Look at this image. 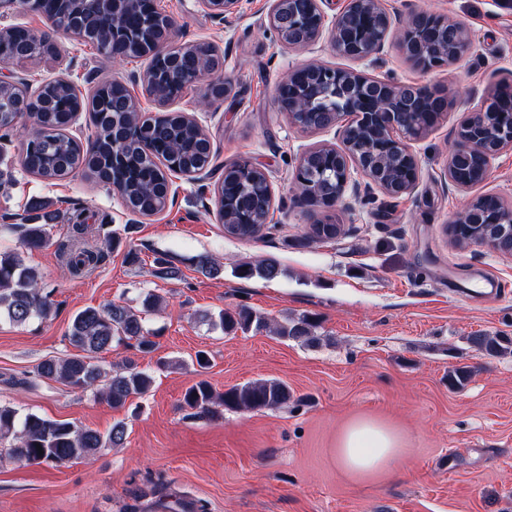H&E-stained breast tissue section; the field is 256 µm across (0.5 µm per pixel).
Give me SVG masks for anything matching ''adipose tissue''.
<instances>
[{"instance_id":"obj_1","label":"adipose tissue","mask_w":512,"mask_h":512,"mask_svg":"<svg viewBox=\"0 0 512 512\" xmlns=\"http://www.w3.org/2000/svg\"><path fill=\"white\" fill-rule=\"evenodd\" d=\"M408 453L407 442L399 429L369 417L351 421L336 439V465L357 482L387 477Z\"/></svg>"}]
</instances>
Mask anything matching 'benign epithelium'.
I'll list each match as a JSON object with an SVG mask.
<instances>
[{
	"mask_svg": "<svg viewBox=\"0 0 512 512\" xmlns=\"http://www.w3.org/2000/svg\"><path fill=\"white\" fill-rule=\"evenodd\" d=\"M148 5L150 0H114L112 35L122 28L124 9L121 3ZM210 14L221 21L237 11L240 0H199ZM323 0H267L265 26L289 49H305L328 34L336 55L370 66L383 50L394 30L398 31L406 59L422 71H436L460 59L471 45L469 30L446 17L427 12H409L393 16L381 0H346L331 24H326ZM173 33L172 19H166L160 41L148 55L149 63L140 76L146 92L156 83L154 60L165 55V46ZM275 104L298 125L301 112H336L361 124L381 122L387 127L400 153L412 166L413 175L406 184L390 188L371 175L376 157L384 145L366 147L359 154L348 151V126L341 130L342 146L334 149L340 164L341 202L348 188L358 189L356 175L366 179L389 196L397 197L414 190L419 176V162L408 140L398 137L399 126L406 124L412 112H443L447 101L433 95L422 85L401 84L391 78H377L364 69L318 64L298 65L288 70L276 89ZM512 149V120L496 124L494 135L484 140L476 135L458 133L455 151L448 158L446 173L451 181L459 165L474 151L481 155L482 168L489 172L492 160L502 151Z\"/></svg>",
	"mask_w": 512,
	"mask_h": 512,
	"instance_id": "1",
	"label": "benign epithelium"
}]
</instances>
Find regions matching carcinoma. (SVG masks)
<instances>
[{"instance_id":"carcinoma-1","label":"carcinoma","mask_w":512,"mask_h":512,"mask_svg":"<svg viewBox=\"0 0 512 512\" xmlns=\"http://www.w3.org/2000/svg\"><path fill=\"white\" fill-rule=\"evenodd\" d=\"M20 4L41 13L48 22L65 25V31L85 44L94 46L105 58H112L108 44L106 21L101 17V6L90 0H41ZM164 21L158 13L154 24L143 26L140 11L132 6L126 14V24L132 38L127 45V57L139 58L151 49L149 40ZM34 33L21 26L0 29V47L13 51L20 59L35 60L50 54L55 47L47 42L50 33L41 34L39 45L32 46ZM172 57L180 61L179 69L196 67L215 69L219 65L217 54L201 56L186 44L172 48ZM28 95L25 88L15 84H0V130L9 135L21 121L23 113L17 104ZM37 99L41 111L30 112L38 127L37 143L27 147L22 159L23 168L30 174L44 179H60L83 168L100 181L122 185L121 197L127 209L144 217L161 212L167 205L166 172L168 163L177 165L181 174L193 178L208 167L213 158L209 136L192 119L181 112H164L145 118L139 112L129 90L111 81L101 83L93 94L97 105L93 107L96 128L93 149L88 152L66 133L72 114L87 109L85 100L78 98L75 87L67 80L55 79L41 85ZM441 114L434 116L412 115L404 134L422 136L435 124ZM329 153L319 150L311 156L306 172L307 199L315 195H334L339 189L337 174L329 163ZM403 157L388 153L378 160L375 173L388 184L405 182L402 172ZM224 233L258 239L268 229L269 197L263 175L245 161L234 163L229 175L214 190ZM480 220L458 217L462 244L487 241L498 242L501 249L512 246V221L507 222L508 206L492 197L478 202ZM76 235L56 243V249L68 273L82 276L103 262L107 253L103 248L83 239L86 225L81 216L73 224ZM21 249L0 251V320L22 325L33 319L45 321L57 314L51 294L40 287L38 270L26 264L23 251L39 250L50 246L52 239L44 224H20ZM343 231L339 217L325 212L317 223L310 225L309 238L331 241ZM280 273L277 262L271 258L258 260L239 270L244 278L255 276L274 279ZM163 299L147 293L141 309L109 304L88 307L75 314L68 334L69 343L76 353L64 359H45L34 370L40 379L56 380L71 390L91 392L105 400L112 408L121 409L134 396L146 394L152 387L153 377L139 369L134 360L127 358L116 366L99 363V355L113 345H132L140 353H150L156 342L145 328L146 316L161 307ZM224 333L252 326L268 328L282 338L309 345L315 342L313 319L302 316L271 324L266 318L241 308L220 313ZM473 350L483 356L499 357L512 354V338L492 336L480 332L469 337ZM471 376L467 365L448 369V387L460 389ZM291 394L288 385L277 380L248 382L234 386L222 393L200 378L188 386L180 407L198 416H217L224 409L255 411L282 406ZM126 438V425L118 421L105 434L92 429H82L71 422L51 420L36 413H20L13 404L0 403V461L6 460L24 466L47 465L62 467L76 460L93 457L104 448L120 446ZM42 450H37V447Z\"/></svg>"}]
</instances>
